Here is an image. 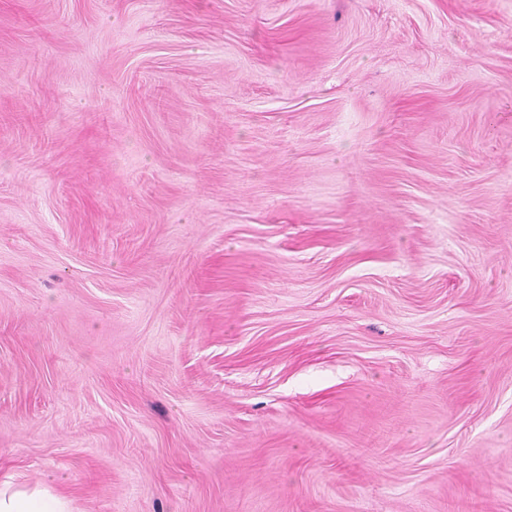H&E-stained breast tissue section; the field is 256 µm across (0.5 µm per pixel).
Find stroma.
<instances>
[{
	"label": "stroma",
	"instance_id": "1",
	"mask_svg": "<svg viewBox=\"0 0 512 512\" xmlns=\"http://www.w3.org/2000/svg\"><path fill=\"white\" fill-rule=\"evenodd\" d=\"M5 475L512 512V0H0Z\"/></svg>",
	"mask_w": 512,
	"mask_h": 512
}]
</instances>
